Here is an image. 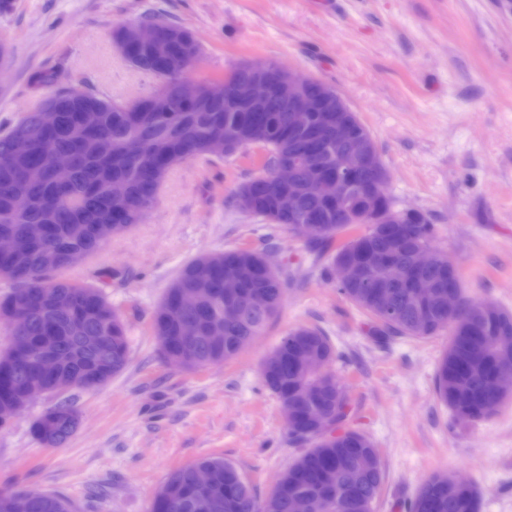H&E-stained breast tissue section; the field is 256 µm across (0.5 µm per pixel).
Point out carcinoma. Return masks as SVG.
Instances as JSON below:
<instances>
[{"instance_id":"obj_1","label":"carcinoma","mask_w":512,"mask_h":512,"mask_svg":"<svg viewBox=\"0 0 512 512\" xmlns=\"http://www.w3.org/2000/svg\"><path fill=\"white\" fill-rule=\"evenodd\" d=\"M143 24L153 27L154 40L138 45L134 40ZM114 41L133 67L165 90L172 104L170 111H148V94L129 109L126 103L77 83L49 95L69 112L65 128L47 126L36 105L0 131V235H22L30 224L45 229L43 238L25 255L0 257V278L13 285L0 300V314H26L15 324L18 335L57 337L56 350L64 365L83 377L79 390L89 392L105 385L128 363L126 324L102 288L62 276L71 269L70 254H95L101 248L96 232L103 224L122 231L139 223L156 203L159 188L173 166L209 162L258 146L266 152L263 173L238 187V208L267 224L290 228L288 216L279 210L283 188L274 172L286 162L300 160L295 169L297 217H314L325 227L324 234L310 243L319 253L329 254L332 266L338 260L364 255V272L382 283L378 295L355 285L338 287L344 298L370 317L374 338H429L448 332V346L435 371L438 399L461 425L489 419L498 412L507 397L497 391L494 377L498 370L512 368V346L497 343L495 336L500 325L512 324V312L495 305L484 316L480 304L462 295L454 317L428 321L413 294L409 271L415 251L435 235L429 216L420 214L391 233L384 231L385 225L372 223L370 195L375 177L368 168L358 171L346 201L329 203L318 195L316 178L336 174V157L358 152L356 140H336V113L322 111L327 102L321 99V86L312 87L315 111L310 113L308 128L292 136L288 128L293 113L287 93L277 91L261 106L262 124L253 121L257 113L228 98L229 89L248 80L254 68L241 64L220 81L186 79V71L202 54L187 28L148 12L118 28ZM224 142L228 152L212 149ZM61 152L74 159L66 184L57 183L51 170L52 156ZM114 182L126 187L120 199L112 196ZM362 224L369 226L367 232L345 241L338 239L339 234ZM226 268L243 279L244 295L236 304L224 302L221 287ZM422 275L444 286L440 304L448 305V282L461 281L448 257L441 256ZM181 288H216L218 296L208 309L184 310L177 303ZM285 293L286 281L260 251L241 247L202 254L186 264L166 289L151 316L152 334L188 337L183 343L165 345L162 354L183 355L189 370L228 362L240 353L245 341L261 335L281 309ZM56 300L70 302L72 316L57 313L53 309ZM213 320L224 322L222 346L207 338ZM92 334L102 340L84 346L81 337ZM278 346L284 349L286 363L262 373V381L279 405H296L303 392L312 388L328 424L342 426L349 417L348 399L336 377L331 373L306 376L295 369L311 353L333 362L335 349L328 336L303 326L282 337ZM0 373L5 377L0 402L18 401L27 387L42 382L31 361L12 355L8 345L0 350ZM46 412L59 426L50 433L39 416L33 433L43 447L55 448L75 431L72 421L79 412L69 397L56 401ZM306 430L304 413L293 414L289 438L313 445L282 472L268 496L259 497L234 464L209 456L173 469L156 491L150 512H291L296 494L311 499L312 512H374L384 474L371 439L346 430L345 438L326 441L307 435ZM198 467L211 471L210 488L200 489L194 483ZM480 510L476 486L455 492L448 487L444 471L424 480L405 506V512ZM0 512H72V506L47 492L13 487L0 489Z\"/></svg>"}]
</instances>
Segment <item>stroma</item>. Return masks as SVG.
<instances>
[{
    "label": "stroma",
    "mask_w": 512,
    "mask_h": 512,
    "mask_svg": "<svg viewBox=\"0 0 512 512\" xmlns=\"http://www.w3.org/2000/svg\"><path fill=\"white\" fill-rule=\"evenodd\" d=\"M152 3L203 50L189 79L261 59L334 87L376 141L388 195L430 216L431 245L459 268L465 297L512 311V0H5L0 128L46 97L28 84L37 69L53 72L56 86L85 80L115 100L151 91L112 31ZM263 161L250 147L175 166L141 223L69 271L92 285L100 270L125 272L123 282L98 284L127 324L130 360L99 390L74 393L80 423L63 446L43 447L32 433L46 397L0 429V488L52 492L76 512H150L172 469L214 455L267 496L304 447L289 441L261 368L283 336L308 326L325 330L336 350L330 370L349 395L346 429L379 451L375 512H403L441 470L475 483L481 512H512V399L488 420L456 424L435 392L447 334L376 341L328 260L237 208L236 189ZM270 237L289 279L266 331L218 366L186 371L164 361L151 316L183 266L204 253L260 250Z\"/></svg>",
    "instance_id": "stroma-1"
}]
</instances>
